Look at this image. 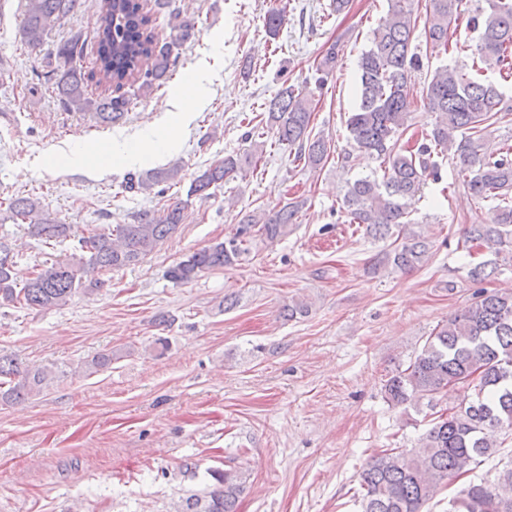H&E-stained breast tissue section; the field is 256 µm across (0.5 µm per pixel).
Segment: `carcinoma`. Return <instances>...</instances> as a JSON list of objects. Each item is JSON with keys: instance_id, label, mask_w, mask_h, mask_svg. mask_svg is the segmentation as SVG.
I'll return each mask as SVG.
<instances>
[{"instance_id": "1", "label": "carcinoma", "mask_w": 512, "mask_h": 512, "mask_svg": "<svg viewBox=\"0 0 512 512\" xmlns=\"http://www.w3.org/2000/svg\"><path fill=\"white\" fill-rule=\"evenodd\" d=\"M462 0H431L425 18L426 43L449 50V33L460 19ZM469 19L478 33L477 61L472 69L512 73V0H485ZM80 6V0H26L21 41L30 51L40 49L49 25ZM168 10L172 29L181 38L192 26L171 8V0H154L145 9L140 0H101L95 22L96 59L87 71L81 66L85 39L74 33L57 45L55 93L72 111L90 112L100 123L111 125L129 111L130 100L122 89L139 84L147 94L169 79L171 45L153 32L155 15ZM419 21L414 0H389L386 17L371 32L370 45L362 50L358 67L357 105L346 120L353 152L379 161L382 177L373 174L348 184L343 210L349 224H362L376 238H394L379 264L404 272L418 267L428 256L424 237L412 230L410 216L430 181L440 178V159L451 154L470 194L492 202L488 216L465 230L466 242L501 251L512 248V143L491 150L484 138L485 123L493 124L512 114V103L499 87L482 81L458 63L437 67L422 89L424 107L435 115L429 130L409 133L414 73L420 70L418 46L412 44ZM285 22L284 11L273 8L264 19L269 38L275 39ZM339 55L332 43L317 60L312 78L324 85L336 68ZM105 87L107 94L88 96V82ZM312 100L295 85L283 86L270 100L267 125L278 142L294 151V160L311 167L324 164L330 145L310 127ZM264 144L253 151L230 153L196 175L187 198L206 199L211 187L235 177L253 165ZM176 168L132 174L126 189L138 191L178 177ZM304 200L290 199L261 215L245 216L234 232L177 262L169 270L176 283H188L205 271L233 266L250 254L257 240L273 242L298 223ZM188 202L178 200L163 212L144 210L131 224L94 227L77 236L71 253L37 272L25 284L14 277V255L0 240V306L19 304L31 311L65 306L77 292L89 293L100 284L96 275L138 264L162 241L173 235L184 220ZM16 221L28 225L32 236L47 245L71 238L63 224L29 196L9 200ZM58 374L55 364L22 365L0 356V405L24 402L43 393ZM469 379L476 399L452 406L431 419V426L417 451L393 449L373 457L360 474L362 512H424L443 481L459 478L501 447L494 433L512 431V291H478L468 306L456 311L428 336L408 366L384 384L386 399L394 406L421 405L434 409L436 398L448 387ZM214 483L186 497L177 512H238L244 490L239 473L211 471ZM448 512H512V468L496 486L469 483L451 500Z\"/></svg>"}]
</instances>
